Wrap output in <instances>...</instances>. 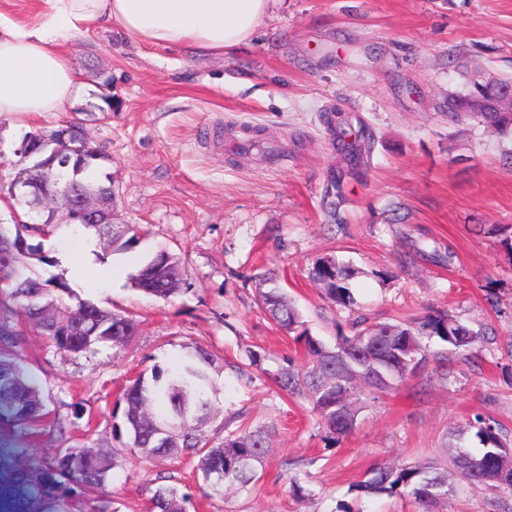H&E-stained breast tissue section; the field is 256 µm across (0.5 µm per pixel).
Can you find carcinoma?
I'll use <instances>...</instances> for the list:
<instances>
[{"label":"carcinoma","mask_w":512,"mask_h":512,"mask_svg":"<svg viewBox=\"0 0 512 512\" xmlns=\"http://www.w3.org/2000/svg\"><path fill=\"white\" fill-rule=\"evenodd\" d=\"M510 89L512 77L489 74L481 83L480 92L490 111H465L467 96L475 90L471 86L465 92L448 93L442 113L448 117L450 125L476 119L487 128L512 134V112H499L495 108L503 92ZM320 121L342 164L338 169L329 168L326 174L327 194L338 197L345 177L356 178L366 173L375 147V135L362 119L337 106L324 109ZM276 146L277 141L256 129L254 136L245 140L239 149L245 155L270 159L278 155ZM28 179L48 182L68 179L77 183L80 190L88 192L104 189L111 176L101 175L97 160L93 159L81 167L71 165L47 171H39L32 165L23 167L14 181ZM81 228L101 238L111 253L129 249L134 241L129 224H83ZM51 229L57 230L59 225L24 224L12 230L8 225L0 224V253L7 259L5 263L0 261V266L7 271L0 277V288L8 292V298L15 305L13 313L28 318L32 303L29 294L32 287L41 285L45 287L42 300L68 314L78 326L83 321V308L88 302L70 308L62 305L57 293L68 291V286L46 281L32 268L33 259L41 263L49 261L43 254L42 244H29L25 249L16 247L17 241L24 239V233L44 236ZM185 276V268L177 254L160 249L145 261L134 279V287L148 295L168 299L179 292L172 287L173 282H182ZM352 276L353 271L331 257L317 262L310 272L311 279L323 288L326 296L344 307L354 302L348 287ZM256 304L280 328L293 335L294 342L303 346L307 358V366L302 371L291 363L282 368L276 378L278 387L289 394L304 396L320 422L337 436H344L355 428L362 409L363 389L352 384L354 376L365 377L368 387L385 393L396 389L403 381L400 374L381 379L371 366L358 358L357 352L370 337L375 336L383 343L388 358L409 360L421 356L419 336L436 335L457 349L469 346L478 336L448 313L437 311L417 322L414 328L401 322L370 323L359 318L353 321L351 334L341 335L335 344L328 345L311 336L300 310L280 286L275 284L258 289ZM96 314L126 322L128 331L110 341L93 342L80 352L84 357L97 354L107 345L121 349L138 333L139 322L129 315L100 306L96 307ZM38 327L49 346L60 355H66L65 337L53 332L52 320L46 317ZM23 344L24 334L4 323L0 325V409L11 410L17 406L18 399L24 400L25 412H15V419L9 424L22 433L44 416V403L38 389L26 379L17 364ZM223 370L224 363L211 351L198 347L179 361L155 365L150 374L141 372L129 380L112 411V429L121 447L131 448L145 457L164 455L180 460L200 473L203 486L210 495L214 494L212 485L217 476L222 477L221 495L227 489L249 490V486L258 480V466L269 452V427L258 425L229 431L218 443L208 440L198 427L213 414L207 388L213 384V375ZM468 433L481 445L475 453L464 447ZM504 441L506 438L500 425L478 414L466 427L450 432L448 447L454 449L453 466L473 484L512 490V468L508 463L498 460L486 468L474 464V460L483 458ZM67 452L69 449L61 448L49 458H32L16 471V483L31 488L40 498L59 501L106 489L111 471L116 467L117 451H109L101 461H91L81 468L66 467L60 462V456ZM430 487L445 497L453 492L448 484L447 469L433 462L413 466L390 462L379 464L371 468L368 478L358 485L367 496H406L418 505L419 512H434L438 503L427 498ZM187 502L188 495L177 485L161 484L150 498L151 512H186Z\"/></svg>","instance_id":"1"}]
</instances>
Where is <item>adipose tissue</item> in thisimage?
I'll use <instances>...</instances> for the list:
<instances>
[{"mask_svg": "<svg viewBox=\"0 0 512 512\" xmlns=\"http://www.w3.org/2000/svg\"><path fill=\"white\" fill-rule=\"evenodd\" d=\"M271 0H38L36 18L0 12V114L62 112L81 91L68 39L108 21L139 42L220 54L251 40Z\"/></svg>", "mask_w": 512, "mask_h": 512, "instance_id": "ef3b65f1", "label": "adipose tissue"}]
</instances>
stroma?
Masks as SVG:
<instances>
[{
    "label": "stroma",
    "instance_id": "35a3bbf8",
    "mask_svg": "<svg viewBox=\"0 0 512 512\" xmlns=\"http://www.w3.org/2000/svg\"><path fill=\"white\" fill-rule=\"evenodd\" d=\"M69 61L82 90L66 111L31 124L0 115V188L20 169L29 133L80 122L116 180L115 223L137 231L126 251L93 247L85 282L66 303L126 312L140 328L126 349L65 358L25 326L20 365L49 416L22 436L0 428V512H45L14 481L20 449L49 457L115 446L112 410L128 380L198 346L228 365L214 378L218 416L206 435L220 440L228 424L276 430L250 492L209 497L178 460L128 452L106 494L80 495L61 512H148L156 483L169 475L190 493L189 512H417L410 498L368 497L355 485L380 462L439 458L448 429L478 413L512 437V250L503 244L512 237V168L504 163L512 138L474 120L449 125L438 109L472 73L512 77V0H278L248 45L198 57L103 23L73 39ZM330 105L376 135L370 166L349 184L336 222L323 199L336 163L319 120ZM248 127L278 139L279 162L236 155ZM83 241L66 228L43 237L51 261L34 270L68 281V259ZM162 247L188 275L166 300L131 286ZM329 256L355 271L351 307L309 278ZM261 274L278 279L311 335L329 344L359 316L408 324L433 310L481 336L464 350L421 337L417 373L393 392L368 395L355 430L337 438L273 379L304 357L257 308ZM249 350L264 360L246 382L233 367ZM448 481L454 493L441 512H512V490L453 472Z\"/></svg>",
    "mask_w": 512,
    "mask_h": 512
}]
</instances>
